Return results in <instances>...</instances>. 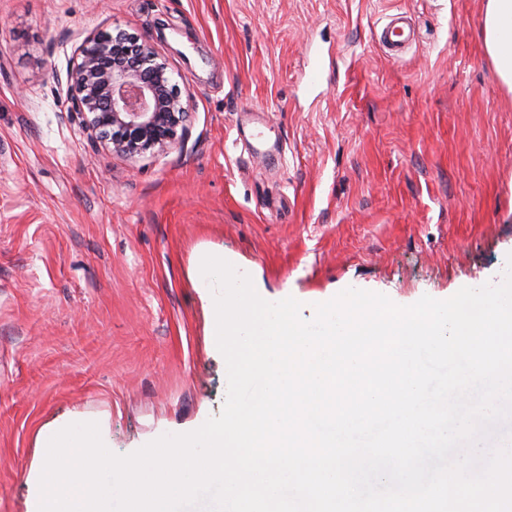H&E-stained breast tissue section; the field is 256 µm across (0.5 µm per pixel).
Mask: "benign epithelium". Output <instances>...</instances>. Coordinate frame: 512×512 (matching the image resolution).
I'll use <instances>...</instances> for the list:
<instances>
[{"instance_id":"obj_1","label":"benign epithelium","mask_w":512,"mask_h":512,"mask_svg":"<svg viewBox=\"0 0 512 512\" xmlns=\"http://www.w3.org/2000/svg\"><path fill=\"white\" fill-rule=\"evenodd\" d=\"M67 92L90 129L130 157L179 138L186 107L151 46L125 32L100 33L80 49Z\"/></svg>"}]
</instances>
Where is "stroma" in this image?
<instances>
[{"mask_svg":"<svg viewBox=\"0 0 512 512\" xmlns=\"http://www.w3.org/2000/svg\"><path fill=\"white\" fill-rule=\"evenodd\" d=\"M485 4L0 0V512H28L53 421L107 414L128 455L220 415L202 255L306 321L348 287L410 305L502 282L512 94ZM394 13L417 32L398 60L374 42ZM118 31L153 47L187 108L178 143L133 158L67 95L86 39ZM259 122L278 154L247 143Z\"/></svg>","mask_w":512,"mask_h":512,"instance_id":"stroma-1","label":"stroma"}]
</instances>
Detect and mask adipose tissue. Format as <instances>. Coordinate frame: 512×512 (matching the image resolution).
<instances>
[{
    "instance_id": "obj_1",
    "label": "adipose tissue",
    "mask_w": 512,
    "mask_h": 512,
    "mask_svg": "<svg viewBox=\"0 0 512 512\" xmlns=\"http://www.w3.org/2000/svg\"><path fill=\"white\" fill-rule=\"evenodd\" d=\"M481 29L486 54L502 86L512 93V0H487Z\"/></svg>"
}]
</instances>
